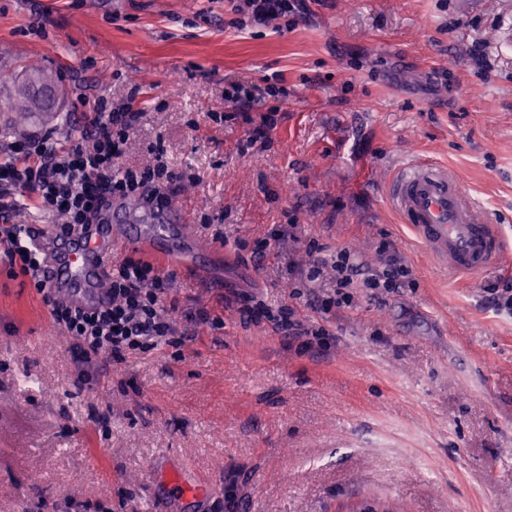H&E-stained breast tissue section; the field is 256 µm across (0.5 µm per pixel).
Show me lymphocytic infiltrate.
Returning a JSON list of instances; mask_svg holds the SVG:
<instances>
[{
    "instance_id": "f902f5d3",
    "label": "lymphocytic infiltrate",
    "mask_w": 512,
    "mask_h": 512,
    "mask_svg": "<svg viewBox=\"0 0 512 512\" xmlns=\"http://www.w3.org/2000/svg\"><path fill=\"white\" fill-rule=\"evenodd\" d=\"M232 24L246 29L252 24L284 32L296 0H230ZM139 118L131 102H101L83 117L78 133L67 140L52 133L29 134L0 147V253L10 269L28 277L51 308L54 322L71 336L83 361L100 352L113 357L155 347L159 342L191 339L189 329L179 328L167 313L166 302L175 290L172 275L140 259L124 258L109 275L111 299L104 305H77L60 300L39 276L47 266L41 230L11 221L18 202L31 198L43 210L64 216L56 225L59 235L91 224L107 200L114 196H157L171 180L164 163L146 168L123 167L119 160L128 148L131 130ZM409 268L397 255L385 257L380 267L368 269L351 250L343 248L330 257L310 256L297 272L294 300L303 296L302 284L330 277L332 287L313 301V308L327 317L352 307L357 296L380 300L384 292L403 287ZM238 311L248 322L263 320L302 348L326 345L329 329L299 318L293 305L276 308L241 294Z\"/></svg>"
}]
</instances>
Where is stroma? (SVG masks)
Masks as SVG:
<instances>
[{"label": "stroma", "mask_w": 512, "mask_h": 512, "mask_svg": "<svg viewBox=\"0 0 512 512\" xmlns=\"http://www.w3.org/2000/svg\"><path fill=\"white\" fill-rule=\"evenodd\" d=\"M224 20V0H0V143L67 137L135 96L122 164L163 160L167 197L219 251L177 274L178 307L224 322L98 356L80 389L72 338L0 263V512H512V317L484 302L512 272L453 275L387 202L400 166L448 165L512 255V0H303L282 34ZM33 65L63 106L19 126ZM234 83L282 93L243 113L224 102ZM309 238L369 267L396 251L412 275L307 350L226 300L316 319L289 298Z\"/></svg>", "instance_id": "stroma-1"}]
</instances>
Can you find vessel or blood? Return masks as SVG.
Segmentation results:
<instances>
[{"label":"vessel or blood","mask_w":512,"mask_h":512,"mask_svg":"<svg viewBox=\"0 0 512 512\" xmlns=\"http://www.w3.org/2000/svg\"><path fill=\"white\" fill-rule=\"evenodd\" d=\"M388 199L427 250L449 272L479 274L503 259L504 242L489 224L460 177L448 166L416 159L401 167ZM118 240L137 242L164 262L193 267L211 256L184 211L167 200H113L109 212L88 229L58 242L48 268L57 293L90 304L108 298L107 256Z\"/></svg>","instance_id":"obj_1"}]
</instances>
